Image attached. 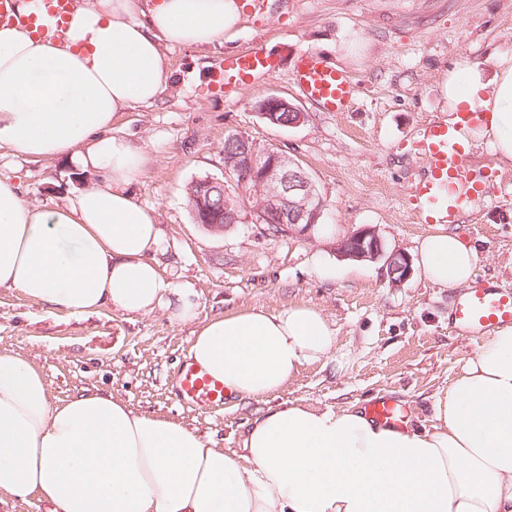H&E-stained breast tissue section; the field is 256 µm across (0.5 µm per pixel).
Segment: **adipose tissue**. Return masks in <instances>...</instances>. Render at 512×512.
I'll return each mask as SVG.
<instances>
[{
	"mask_svg": "<svg viewBox=\"0 0 512 512\" xmlns=\"http://www.w3.org/2000/svg\"><path fill=\"white\" fill-rule=\"evenodd\" d=\"M240 17L237 0H75L62 40L0 26V147L103 176L46 210L0 179V287L77 314L194 319L197 293L160 275L155 214L128 190L144 151L111 129L162 98L168 47L212 46ZM441 96L449 123L482 112L459 129L463 147L484 141L512 163V55L490 68L460 57ZM475 260L443 229L421 241L417 268L456 288L471 284ZM335 345L320 311L288 305L212 318L189 354L233 395L262 400ZM434 417L429 429L394 427L354 408L283 403L255 416L229 456L95 391L51 403L34 367L0 352V493L38 495L54 512H512V329L487 336Z\"/></svg>",
	"mask_w": 512,
	"mask_h": 512,
	"instance_id": "ef3b65f1",
	"label": "adipose tissue"
}]
</instances>
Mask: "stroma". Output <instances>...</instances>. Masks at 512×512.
Returning <instances> with one entry per match:
<instances>
[{
  "instance_id": "stroma-1",
  "label": "stroma",
  "mask_w": 512,
  "mask_h": 512,
  "mask_svg": "<svg viewBox=\"0 0 512 512\" xmlns=\"http://www.w3.org/2000/svg\"><path fill=\"white\" fill-rule=\"evenodd\" d=\"M258 44L277 60L276 72L253 87L212 90L225 57ZM308 51L359 86L346 111H323L293 87L295 62ZM462 54L489 65L496 55H512V0H245L221 43L172 48L161 100L121 113L115 123L149 157L131 190L155 212L162 275L197 292V320L178 322L164 309L131 315L105 307L79 315L0 288V351L19 354L41 373L52 403L103 392L134 412L179 422L231 456L240 453L254 416L283 402L336 410L391 395L413 426L430 428L438 395L480 347L449 316L458 289L416 274L391 285L380 265L340 258L336 244L369 225L388 247L412 256L436 232V225L416 223L410 186L424 173L423 130L444 117L440 84ZM270 94L308 112V122L264 123L253 104ZM236 132L300 160L326 202L311 233L273 234L250 222L221 231L195 224L186 190L200 177H223L224 139ZM468 154L472 169L487 175L489 191L467 203L456 229L477 249L475 277L509 284L512 164L484 142ZM0 178L18 184L30 205L50 208L100 175L1 147ZM322 263L335 268L334 279L319 276ZM292 304L327 318L336 331L333 357L303 366L265 401L231 397L203 413L178 403L172 385L200 322Z\"/></svg>"
}]
</instances>
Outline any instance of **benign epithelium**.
Wrapping results in <instances>:
<instances>
[{
    "instance_id": "obj_1",
    "label": "benign epithelium",
    "mask_w": 512,
    "mask_h": 512,
    "mask_svg": "<svg viewBox=\"0 0 512 512\" xmlns=\"http://www.w3.org/2000/svg\"><path fill=\"white\" fill-rule=\"evenodd\" d=\"M258 117L275 127H297L308 119V113L285 97L268 95L254 105ZM238 148L224 156L225 179L207 177L194 181L198 224L219 230L224 225L239 224L250 219L255 224L288 225L305 234L318 225L324 205L315 184L302 163L278 148L251 137L238 136ZM235 188L243 200L242 210L216 215L211 195H224ZM338 256L371 263H382L386 277L393 285L406 282L413 274L412 260L404 252L387 247L378 229L364 226L336 245Z\"/></svg>"
}]
</instances>
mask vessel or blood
<instances>
[{
  "label": "vessel or blood",
  "mask_w": 512,
  "mask_h": 512,
  "mask_svg": "<svg viewBox=\"0 0 512 512\" xmlns=\"http://www.w3.org/2000/svg\"><path fill=\"white\" fill-rule=\"evenodd\" d=\"M51 24L36 26L41 37H63L65 19L73 0H44ZM276 62L262 48L225 57L224 66L212 78L214 87L255 86L275 72ZM298 91L329 112L345 111L356 99V84L343 72L315 53L302 54L293 71ZM424 175L411 186L416 216L423 224H455L467 204L468 191H485L486 184L474 174L467 155L457 141L455 128L434 122L424 131L422 144ZM453 321L473 339L492 330L512 327V286L475 285L456 300ZM177 401L192 410L223 406L228 398L221 379L210 375L191 358H184L174 382ZM365 409L382 424L401 425L405 409L389 397L369 400Z\"/></svg>",
  "instance_id": "obj_1"
}]
</instances>
